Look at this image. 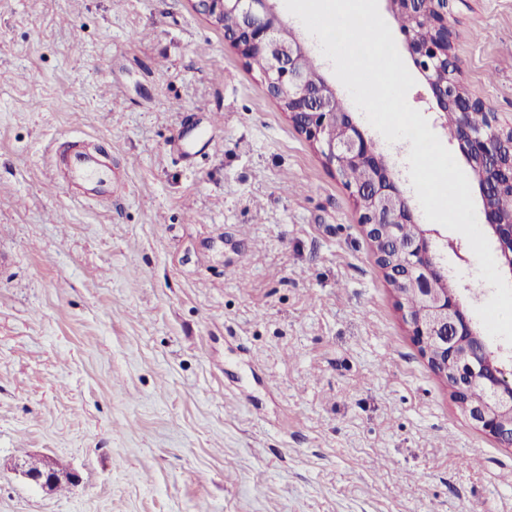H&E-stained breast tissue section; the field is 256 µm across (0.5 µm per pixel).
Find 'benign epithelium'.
<instances>
[{"mask_svg":"<svg viewBox=\"0 0 512 512\" xmlns=\"http://www.w3.org/2000/svg\"><path fill=\"white\" fill-rule=\"evenodd\" d=\"M195 9L211 23L220 25L224 11H235L240 20L238 33L227 41L242 56L257 51L265 55L269 71L264 76L267 90L288 104L290 120L321 155L327 166L336 168V158L351 157L365 169V182L349 188L359 211L361 223L373 243L382 239L386 250L378 251V261L388 280L403 299L404 317L413 339L430 368L439 376L455 380L452 397L471 423L505 447H512V358L490 345L475 327L468 311L455 292L439 287L438 278L448 273L438 262L432 237L435 228L417 226V233L404 237L403 224L414 220L412 209L397 180L386 165L374 142L346 112L332 107L336 93L329 84L315 89L309 84L311 61L305 44L297 36L284 35L288 28L277 11L275 0H191ZM435 18L434 38L421 41L406 33V49L414 66L426 79L442 112L453 107L459 116L456 137L459 150L473 167L482 196L489 187H512V122L501 123L498 113H488L491 131L508 138V159L493 157L494 146L488 132L473 128L467 121L470 111L483 105L459 83L458 74L438 80L435 73L443 63L460 66L452 52L448 30V0H430ZM485 224L496 241L501 264L512 272V224L505 223L498 211L484 204ZM395 250L406 258L401 266L391 262L388 252ZM481 398L471 396L473 389ZM13 470L24 479L50 491L56 485L79 483L78 475L60 469L51 459L41 457L16 464Z\"/></svg>","mask_w":512,"mask_h":512,"instance_id":"obj_1","label":"benign epithelium"}]
</instances>
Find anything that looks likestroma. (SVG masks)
<instances>
[{
    "label": "stroma",
    "instance_id": "35a3bbf8",
    "mask_svg": "<svg viewBox=\"0 0 512 512\" xmlns=\"http://www.w3.org/2000/svg\"><path fill=\"white\" fill-rule=\"evenodd\" d=\"M512 119V0H448ZM414 194L410 141L369 127ZM84 144L111 198L66 185ZM440 249L469 308L465 237ZM47 457L69 494L15 474ZM0 512H512L341 178L189 0H0Z\"/></svg>",
    "mask_w": 512,
    "mask_h": 512
}]
</instances>
